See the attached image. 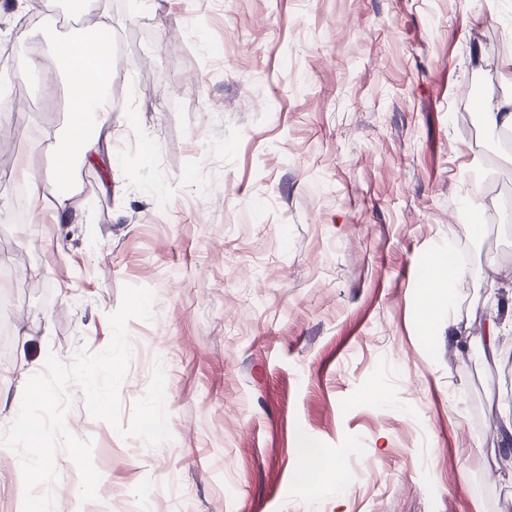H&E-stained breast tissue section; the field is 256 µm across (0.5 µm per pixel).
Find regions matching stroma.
Here are the masks:
<instances>
[{"mask_svg": "<svg viewBox=\"0 0 512 512\" xmlns=\"http://www.w3.org/2000/svg\"><path fill=\"white\" fill-rule=\"evenodd\" d=\"M112 138L79 164L78 224L17 220L0 198V433L48 356L127 323L120 425L67 388L68 430L93 442L95 500L57 447L55 512H501L512 416V145L467 123L512 99V0H106ZM71 0H0L19 31L66 37ZM30 102L0 166L52 168L70 97L61 70L14 82ZM484 199V228L465 213ZM454 247L465 277L432 278ZM170 442L125 438L154 365ZM342 465V493L303 489L302 440Z\"/></svg>", "mask_w": 512, "mask_h": 512, "instance_id": "obj_1", "label": "stroma"}]
</instances>
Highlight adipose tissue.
Here are the masks:
<instances>
[{
  "label": "adipose tissue",
  "instance_id": "1",
  "mask_svg": "<svg viewBox=\"0 0 512 512\" xmlns=\"http://www.w3.org/2000/svg\"><path fill=\"white\" fill-rule=\"evenodd\" d=\"M101 14L94 28L74 39H55L50 48L59 61L66 79L71 80L75 72L92 69L93 79L70 88V121L55 145V165L49 178L59 189L54 198H46L41 179L29 171L19 168L15 176L29 186V210L32 216L51 212L55 223L75 224L79 217L69 209L70 192L67 185L77 161L97 156L100 136L107 114L104 110L110 99L111 71L105 66L112 58V18Z\"/></svg>",
  "mask_w": 512,
  "mask_h": 512
}]
</instances>
